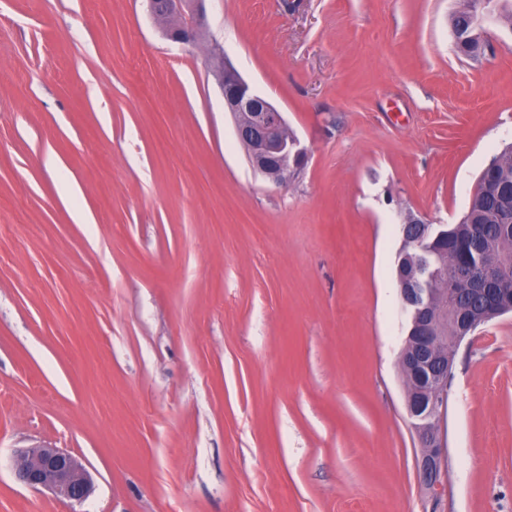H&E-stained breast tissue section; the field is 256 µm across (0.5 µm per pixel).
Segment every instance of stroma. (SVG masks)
I'll return each instance as SVG.
<instances>
[{
    "instance_id": "1",
    "label": "stroma",
    "mask_w": 512,
    "mask_h": 512,
    "mask_svg": "<svg viewBox=\"0 0 512 512\" xmlns=\"http://www.w3.org/2000/svg\"><path fill=\"white\" fill-rule=\"evenodd\" d=\"M464 0H0V512H512V313L455 353L433 505L405 408L401 226L512 144V28ZM308 160L254 171L212 45ZM70 451L80 505L18 483ZM150 12L154 17L168 15L157 18L165 28L173 25L176 19L173 15L179 16L183 14V4L181 0H148ZM205 0H195L192 2V13L185 15L177 24L167 30V36L180 43H194L197 38L199 28L205 20ZM492 0H487L479 5L478 10L472 11L470 24L468 26V36L464 40H457L455 38V43L457 49L461 52L466 47L465 44L474 49V51H479L482 53L483 45L487 39L488 31L487 25L493 22V16L490 12L485 9V6ZM465 41V42H464ZM13 467L16 479L23 485L49 490L71 502L82 503L92 491L85 468L62 448H23L17 452Z\"/></svg>"
}]
</instances>
